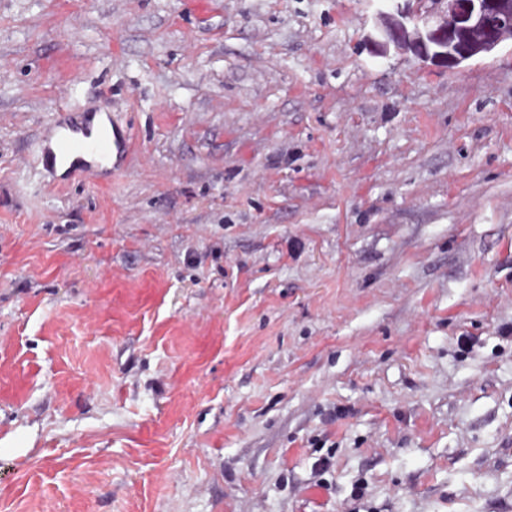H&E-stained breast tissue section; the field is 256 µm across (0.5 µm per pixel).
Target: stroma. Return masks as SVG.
I'll return each mask as SVG.
<instances>
[{
    "mask_svg": "<svg viewBox=\"0 0 512 512\" xmlns=\"http://www.w3.org/2000/svg\"><path fill=\"white\" fill-rule=\"evenodd\" d=\"M372 0H0V512H512V41ZM69 103L130 149L55 182ZM377 16L384 20L380 29L381 44L393 45L396 51L409 52L411 47L423 61L455 67L467 61L472 54L467 36L481 29L494 48L512 39V0H429L431 6L422 11L410 7L421 0H377ZM400 2H405L402 5ZM471 33L470 59L489 54L484 33ZM406 37V43L401 38ZM469 59V60H470Z\"/></svg>",
    "mask_w": 512,
    "mask_h": 512,
    "instance_id": "obj_1",
    "label": "stroma"
}]
</instances>
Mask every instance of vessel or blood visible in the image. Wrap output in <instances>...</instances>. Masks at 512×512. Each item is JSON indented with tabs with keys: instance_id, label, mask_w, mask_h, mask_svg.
Wrapping results in <instances>:
<instances>
[{
	"instance_id": "b4317fda",
	"label": "vessel or blood",
	"mask_w": 512,
	"mask_h": 512,
	"mask_svg": "<svg viewBox=\"0 0 512 512\" xmlns=\"http://www.w3.org/2000/svg\"><path fill=\"white\" fill-rule=\"evenodd\" d=\"M90 116L69 106H61L52 134L40 146V159L48 168H64L66 175L99 178L107 172L115 155L125 151L126 135L105 132L91 134Z\"/></svg>"
}]
</instances>
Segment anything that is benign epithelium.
I'll return each instance as SVG.
<instances>
[{"mask_svg": "<svg viewBox=\"0 0 512 512\" xmlns=\"http://www.w3.org/2000/svg\"><path fill=\"white\" fill-rule=\"evenodd\" d=\"M421 0H376L377 16L384 20L381 44L399 52L413 49L421 60L455 67L472 54L467 36L482 30L490 47L498 44L496 34L512 22V0H429L421 10L410 2Z\"/></svg>", "mask_w": 512, "mask_h": 512, "instance_id": "7a95c632", "label": "benign epithelium"}]
</instances>
